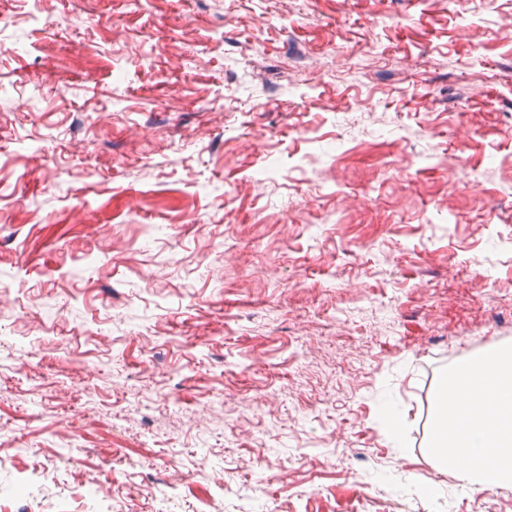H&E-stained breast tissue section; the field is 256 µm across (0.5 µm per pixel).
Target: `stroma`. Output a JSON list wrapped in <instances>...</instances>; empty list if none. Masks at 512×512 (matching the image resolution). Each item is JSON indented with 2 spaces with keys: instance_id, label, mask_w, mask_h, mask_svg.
I'll return each instance as SVG.
<instances>
[{
  "instance_id": "1",
  "label": "stroma",
  "mask_w": 512,
  "mask_h": 512,
  "mask_svg": "<svg viewBox=\"0 0 512 512\" xmlns=\"http://www.w3.org/2000/svg\"><path fill=\"white\" fill-rule=\"evenodd\" d=\"M501 344L512 0H0V512H512Z\"/></svg>"
}]
</instances>
